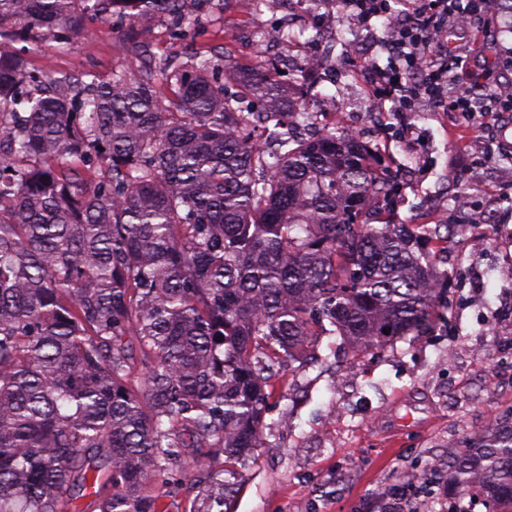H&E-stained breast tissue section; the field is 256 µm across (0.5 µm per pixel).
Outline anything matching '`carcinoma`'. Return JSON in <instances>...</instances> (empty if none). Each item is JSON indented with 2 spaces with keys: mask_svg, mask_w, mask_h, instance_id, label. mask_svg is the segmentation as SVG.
<instances>
[{
  "mask_svg": "<svg viewBox=\"0 0 512 512\" xmlns=\"http://www.w3.org/2000/svg\"><path fill=\"white\" fill-rule=\"evenodd\" d=\"M189 2L0 0V512H167L186 488L213 512L264 447L278 369L323 361L322 336L357 353L442 320L390 170L343 128L293 135L308 97L263 60L157 58L129 30L104 78L14 49L147 13L179 34ZM448 485L512 512V422Z\"/></svg>",
  "mask_w": 512,
  "mask_h": 512,
  "instance_id": "1",
  "label": "carcinoma"
}]
</instances>
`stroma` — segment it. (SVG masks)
<instances>
[{
	"mask_svg": "<svg viewBox=\"0 0 512 512\" xmlns=\"http://www.w3.org/2000/svg\"><path fill=\"white\" fill-rule=\"evenodd\" d=\"M234 0H209L200 18L174 39L160 14L139 16L149 50L158 57L197 47L222 48L249 67L251 34L276 27L271 5L239 15ZM117 27L98 22L62 53L44 39L30 53L31 67L47 72L93 71L106 76L128 64ZM369 93L353 91L360 109L356 133L374 141L395 176L394 210L401 224L448 227L429 240L437 265L448 273L444 320L430 336H409L383 351L334 357L336 340L322 337L324 363L281 371L266 417L265 448L246 471L230 512H372L375 497L408 473L420 475L409 495L420 512H447V495L429 493L423 480L431 462L447 464L470 439L487 434L492 420L512 414V191L496 181L512 174V127L428 108L397 118L369 112ZM486 143L474 155L473 143ZM471 197L479 227L494 225L480 253L468 246L465 220L454 209ZM353 373L337 385L343 365Z\"/></svg>",
	"mask_w": 512,
	"mask_h": 512,
	"instance_id": "35a3bbf8",
	"label": "stroma"
}]
</instances>
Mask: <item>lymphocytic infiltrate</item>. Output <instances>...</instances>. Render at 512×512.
Segmentation results:
<instances>
[{"label": "lymphocytic infiltrate", "instance_id": "lymphocytic-infiltrate-1", "mask_svg": "<svg viewBox=\"0 0 512 512\" xmlns=\"http://www.w3.org/2000/svg\"><path fill=\"white\" fill-rule=\"evenodd\" d=\"M402 12L405 21L384 30L387 64L370 66L372 98L393 102L398 112L423 101L470 117L480 110L501 118L512 113V96L500 97L493 89L485 104H477L472 87L481 75L468 67L462 40L469 31L466 19L492 22L493 0H403Z\"/></svg>", "mask_w": 512, "mask_h": 512}]
</instances>
